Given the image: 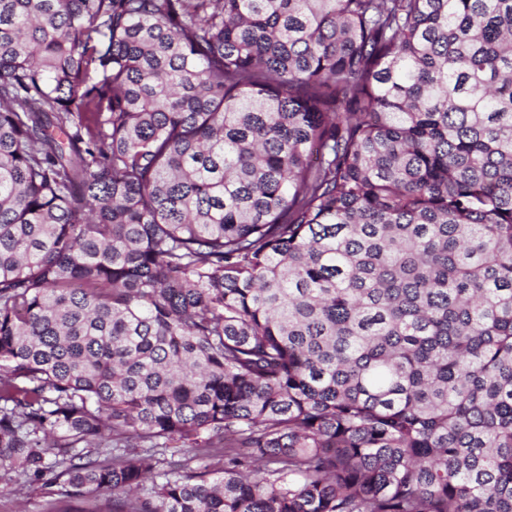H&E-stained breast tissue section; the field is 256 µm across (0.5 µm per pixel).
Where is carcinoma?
Segmentation results:
<instances>
[{
	"label": "carcinoma",
	"instance_id": "cac0c4a2",
	"mask_svg": "<svg viewBox=\"0 0 512 512\" xmlns=\"http://www.w3.org/2000/svg\"><path fill=\"white\" fill-rule=\"evenodd\" d=\"M16 477L512 512V0H0Z\"/></svg>",
	"mask_w": 512,
	"mask_h": 512
}]
</instances>
